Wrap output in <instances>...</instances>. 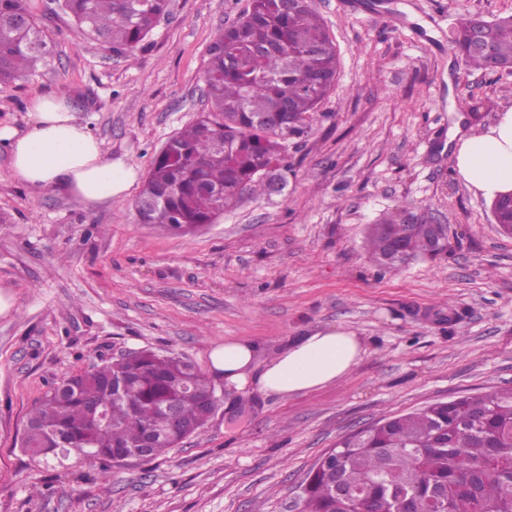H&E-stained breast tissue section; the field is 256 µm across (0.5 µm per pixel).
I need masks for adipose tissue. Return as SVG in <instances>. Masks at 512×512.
Wrapping results in <instances>:
<instances>
[{"label": "adipose tissue", "mask_w": 512, "mask_h": 512, "mask_svg": "<svg viewBox=\"0 0 512 512\" xmlns=\"http://www.w3.org/2000/svg\"><path fill=\"white\" fill-rule=\"evenodd\" d=\"M0 142L9 148L15 179L39 191L61 187L79 202L96 203L121 196L136 180L133 168L105 156L61 96L36 97L25 127H0ZM455 163L465 184L483 197L512 194V107L490 126L462 133ZM365 352L355 332L324 327L290 340L269 363L258 361L248 341L226 342L211 359L236 390L294 395L339 381Z\"/></svg>", "instance_id": "obj_1"}]
</instances>
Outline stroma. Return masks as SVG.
Returning a JSON list of instances; mask_svg holds the SVG:
<instances>
[{"mask_svg":"<svg viewBox=\"0 0 512 512\" xmlns=\"http://www.w3.org/2000/svg\"><path fill=\"white\" fill-rule=\"evenodd\" d=\"M314 2L339 67L290 142L287 186L175 236L140 223L135 200L154 156L205 109L208 47L251 0H171L141 44L119 51L78 36L50 0H29L51 56L0 86V125L23 126L36 96L65 95L138 176L86 205L19 183L0 144V295L11 302L0 313V512H289L340 438L512 388V237L463 183L448 141L459 117L483 128L512 106V74L465 69L451 44L460 15L511 14L512 0ZM396 210L438 218L447 253L379 271L366 228ZM326 326L354 331L367 352L323 388L255 400L212 366L224 342H252L265 360ZM147 348L211 378L220 401L204 432L106 470L24 452L51 383Z\"/></svg>","mask_w":512,"mask_h":512,"instance_id":"obj_1","label":"stroma"}]
</instances>
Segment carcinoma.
Returning <instances> with one entry per match:
<instances>
[{
    "label": "carcinoma",
    "mask_w": 512,
    "mask_h": 512,
    "mask_svg": "<svg viewBox=\"0 0 512 512\" xmlns=\"http://www.w3.org/2000/svg\"><path fill=\"white\" fill-rule=\"evenodd\" d=\"M75 30L115 49L137 47L169 13L170 0H58ZM477 16L453 33L465 66L512 72V14L486 22L492 53L471 47ZM49 49L27 0H0V86L32 75ZM336 47L314 0L292 11L281 0H251L249 13L219 33L204 67L207 118L167 141L153 160L136 202L143 224L190 234L218 212L270 190L267 172L287 185L288 139L336 78ZM491 209L496 224H512L507 198ZM428 214H387L366 237L380 268L397 270L446 249L444 225L432 235ZM215 386L189 361L142 351L79 373L52 387L27 421L25 447L62 465L72 454L102 465L121 455L154 459L205 428V402ZM512 456V389L436 402L386 419V425L340 439L331 472L312 469L301 512H359L365 500L379 512H400L414 496L429 512L507 508L512 474L486 466V448ZM341 481L350 499L336 498Z\"/></svg>",
    "instance_id": "carcinoma-1"
}]
</instances>
